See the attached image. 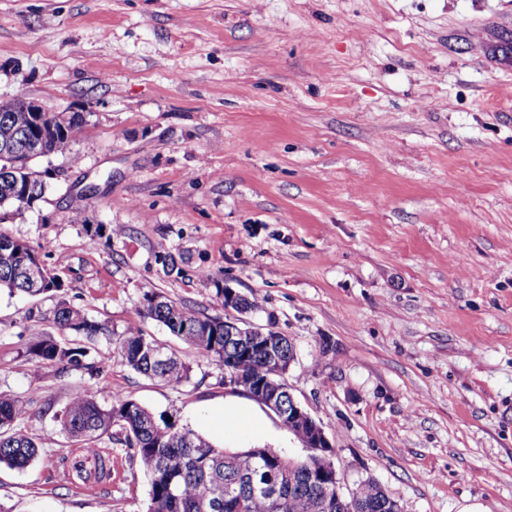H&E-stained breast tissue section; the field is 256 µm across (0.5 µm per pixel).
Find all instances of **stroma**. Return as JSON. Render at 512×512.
<instances>
[{"instance_id": "obj_1", "label": "stroma", "mask_w": 512, "mask_h": 512, "mask_svg": "<svg viewBox=\"0 0 512 512\" xmlns=\"http://www.w3.org/2000/svg\"><path fill=\"white\" fill-rule=\"evenodd\" d=\"M79 112L46 191L0 233L44 249L62 295L0 293V391L34 397L39 445L0 467V512H146L132 450L112 477L68 474L56 416L87 371L34 368L58 299L131 324L189 366L170 387L107 343L105 392L211 438L249 403L224 369L138 310L163 292L211 316L273 323L286 379L321 422L346 495L376 480L402 512H512V0H0V100ZM122 226L96 236L82 226ZM259 303L224 309L217 287ZM245 414L241 405L235 401H226L223 406L215 410L216 427L215 429L219 434L231 436L238 431V418L240 415ZM251 426L256 429L257 433L263 431V423L260 418L249 416Z\"/></svg>"}]
</instances>
